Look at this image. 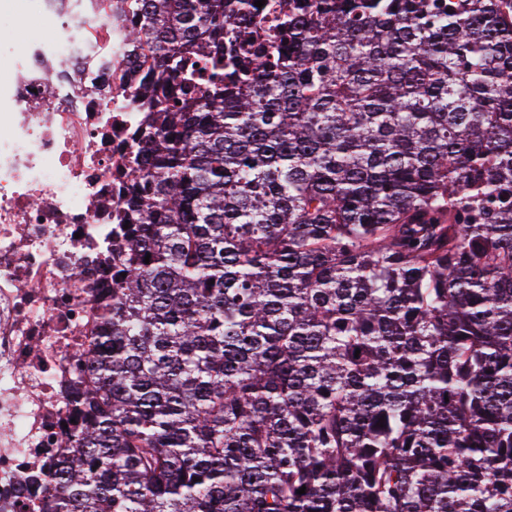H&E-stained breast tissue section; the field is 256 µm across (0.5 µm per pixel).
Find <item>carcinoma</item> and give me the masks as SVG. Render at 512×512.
I'll return each instance as SVG.
<instances>
[{
    "mask_svg": "<svg viewBox=\"0 0 512 512\" xmlns=\"http://www.w3.org/2000/svg\"><path fill=\"white\" fill-rule=\"evenodd\" d=\"M122 2L171 92L44 512H512V0Z\"/></svg>",
    "mask_w": 512,
    "mask_h": 512,
    "instance_id": "obj_1",
    "label": "carcinoma"
}]
</instances>
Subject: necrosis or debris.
<instances>
[{
  "label": "necrosis or debris",
  "mask_w": 512,
  "mask_h": 512,
  "mask_svg": "<svg viewBox=\"0 0 512 512\" xmlns=\"http://www.w3.org/2000/svg\"><path fill=\"white\" fill-rule=\"evenodd\" d=\"M39 0L49 36L0 75V512L68 456L90 307L112 285V221L134 134L156 115L121 0Z\"/></svg>",
  "instance_id": "1"
}]
</instances>
